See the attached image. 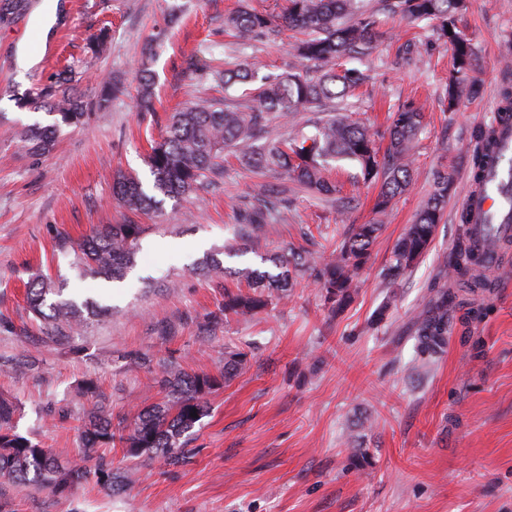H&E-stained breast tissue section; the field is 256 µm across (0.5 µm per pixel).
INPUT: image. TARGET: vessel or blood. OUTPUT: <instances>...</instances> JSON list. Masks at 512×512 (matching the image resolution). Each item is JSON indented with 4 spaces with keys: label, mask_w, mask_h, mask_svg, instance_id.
<instances>
[{
    "label": "vessel or blood",
    "mask_w": 512,
    "mask_h": 512,
    "mask_svg": "<svg viewBox=\"0 0 512 512\" xmlns=\"http://www.w3.org/2000/svg\"><path fill=\"white\" fill-rule=\"evenodd\" d=\"M512 176L503 165H496L479 193L468 195L465 200L466 208L473 214L475 224L480 225L479 237L490 266H497L499 262L500 246L503 241L512 238V224L500 223L493 230H484L483 224L488 215L502 210L504 197L501 192L502 183Z\"/></svg>",
    "instance_id": "b4317fda"
}]
</instances>
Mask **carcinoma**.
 Listing matches in <instances>:
<instances>
[{"mask_svg":"<svg viewBox=\"0 0 512 512\" xmlns=\"http://www.w3.org/2000/svg\"><path fill=\"white\" fill-rule=\"evenodd\" d=\"M362 0H286L277 16L247 8L228 16L225 26L242 43L260 36L274 35L281 28L296 29L304 38L295 44L297 57L312 65L299 72L271 78L265 76L252 92L250 104L229 107L220 98H206L174 113L161 140L153 143L148 164L154 176V188L167 196L196 192L205 187L208 175L218 170V160L227 148L235 149L245 165L263 172L289 175L297 186L314 190L328 199L336 195V185L324 172L332 160H347L359 168L357 179L381 183L375 210L383 215L396 196L412 183V148L424 129V112L413 101L403 103L394 113L389 144L379 153L369 129L336 108L327 117L312 121L314 132L308 134L297 116L314 109L326 113L328 104L344 98L362 85L366 74L348 67L344 59L368 53L376 41L373 13L363 9ZM383 10L401 14L419 24L434 23L439 37L456 47L454 66L445 85L448 111L458 105L463 92L473 93L476 84L471 77L473 49L470 40L457 26L458 15L466 9V0H378ZM30 0H0V25H9L25 15ZM215 79L230 87L251 83L257 78L255 69H226L214 73ZM72 74L65 73L54 82L29 94L34 107L49 106L66 125L83 122L87 111H104L112 98L111 82L101 84L94 103L76 96ZM289 124L288 136L271 139L263 146L255 141L269 132L271 116ZM512 123V93H504L503 105L491 123L477 129L474 137L478 149L473 157V182L481 189L486 176L500 160L497 152V128ZM59 126L33 125L21 135V141L36 150L53 148ZM454 182V172L446 168L436 172L429 199L414 224L396 243L387 276L397 278L413 268L429 249ZM113 194L133 213H147L158 204L147 194L139 179L118 172L113 177ZM284 208L277 196L257 197L238 210V229L256 232L270 223L274 214ZM450 268L439 271V277L452 276L455 286L432 289L424 308L417 313L412 326L417 353L429 362L448 346V323L461 305L459 292L491 287L486 265L479 249L471 214L459 216ZM382 225L349 224L336 240L334 258L315 274V282L324 300L334 311L348 306L357 293L355 272L365 264ZM144 226L128 219L120 224H98L79 242L62 234L57 249L72 257V263L95 279L120 282L134 266ZM276 272L251 269L244 272L248 291L224 289V312L239 316L254 315L269 305L288 298L296 276L311 269L308 255L299 250H286L265 258ZM28 302L33 315L51 326L53 335L68 338L80 332L94 312L93 302L65 298L61 287L50 278L37 275L28 288ZM245 364L238 352L224 359V374L164 371L154 380L163 401L143 407L129 431L112 427L111 417L102 412L88 414L80 426L82 460L61 463L59 455L33 442L16 430V406L0 399V477L14 483L37 482L60 496L94 476L109 489L121 490L125 475L98 461L94 470L86 462L95 458L98 448L119 442L130 457L161 455L173 463L184 458L181 439L207 413L204 397L221 388L224 379L232 377Z\"/></svg>","mask_w":512,"mask_h":512,"instance_id":"obj_1","label":"carcinoma"}]
</instances>
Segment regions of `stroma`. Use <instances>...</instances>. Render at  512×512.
<instances>
[{"label":"stroma","mask_w":512,"mask_h":512,"mask_svg":"<svg viewBox=\"0 0 512 512\" xmlns=\"http://www.w3.org/2000/svg\"><path fill=\"white\" fill-rule=\"evenodd\" d=\"M377 13L378 40L357 61L369 80L349 97L353 119L387 143L388 115L406 100L423 103L426 126L414 149L413 180L396 197L359 291L339 312L304 275L287 300L250 317H219L225 289L245 287V268L294 246L316 266L331 258L347 224L374 221L372 184L352 187L357 168L338 163L331 177L344 205L303 190L277 174L258 175L233 156L204 190L162 197L146 222L135 266L112 285L81 277L54 252L59 233L78 239L97 224L120 223L117 171L154 177L150 139L169 115L204 97L236 105L248 85L216 87L210 68L258 66L260 75L301 70L287 34L240 47L224 32L239 0H31L28 13L0 26V397L19 407L17 430L75 456L78 420L103 409L132 424L137 407L157 401L161 370L220 375L224 356L242 352L244 369L207 396V414L186 439L177 464L130 458L120 443L100 449L124 471L114 493L88 479L65 497L34 485H0L10 512H512V250L501 258L491 290L468 295L448 328V346L429 365L415 352L413 316L452 257L458 218L473 175V133L489 123L503 89H512V0H468L457 25L471 38L476 95L446 109L444 88L454 46L400 15ZM54 11L46 36L34 18ZM107 28L103 53L89 42ZM38 57L22 68V51ZM81 72L85 101L101 77L118 90L107 111L89 112L84 127L61 126L49 152L22 149L21 132L55 123L46 109L25 105L35 87L64 66ZM155 82L153 109L137 108L142 71ZM454 166L456 186L429 251L398 279L386 268L396 242L428 198L434 173ZM286 191L287 210L226 256L243 201ZM221 254L232 275L205 267ZM46 269L67 294L111 306L75 336H51L26 300L34 272ZM96 380V394L78 387ZM365 455L363 470L353 466Z\"/></svg>","instance_id":"stroma-1"}]
</instances>
